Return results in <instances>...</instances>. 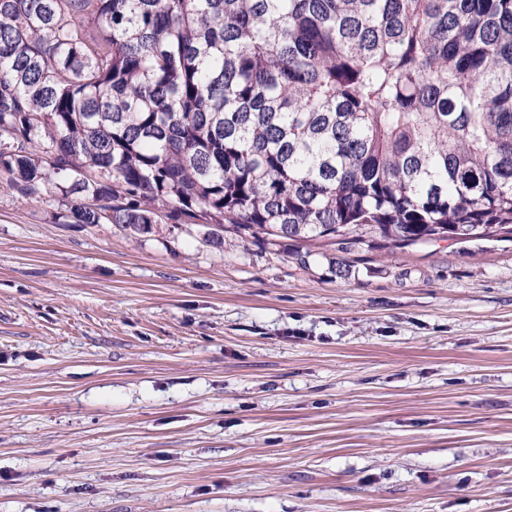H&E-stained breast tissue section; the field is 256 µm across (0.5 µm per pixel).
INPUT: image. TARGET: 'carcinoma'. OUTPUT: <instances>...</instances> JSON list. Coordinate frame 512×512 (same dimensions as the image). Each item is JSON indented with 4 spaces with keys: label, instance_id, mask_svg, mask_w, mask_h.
I'll return each mask as SVG.
<instances>
[{
    "label": "carcinoma",
    "instance_id": "obj_1",
    "mask_svg": "<svg viewBox=\"0 0 512 512\" xmlns=\"http://www.w3.org/2000/svg\"><path fill=\"white\" fill-rule=\"evenodd\" d=\"M0 170L300 265L512 241V0H0Z\"/></svg>",
    "mask_w": 512,
    "mask_h": 512
}]
</instances>
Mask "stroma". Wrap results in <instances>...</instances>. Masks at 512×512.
Here are the masks:
<instances>
[{"instance_id": "35a3bbf8", "label": "stroma", "mask_w": 512, "mask_h": 512, "mask_svg": "<svg viewBox=\"0 0 512 512\" xmlns=\"http://www.w3.org/2000/svg\"><path fill=\"white\" fill-rule=\"evenodd\" d=\"M7 182L0 512H512V241L302 268Z\"/></svg>"}]
</instances>
